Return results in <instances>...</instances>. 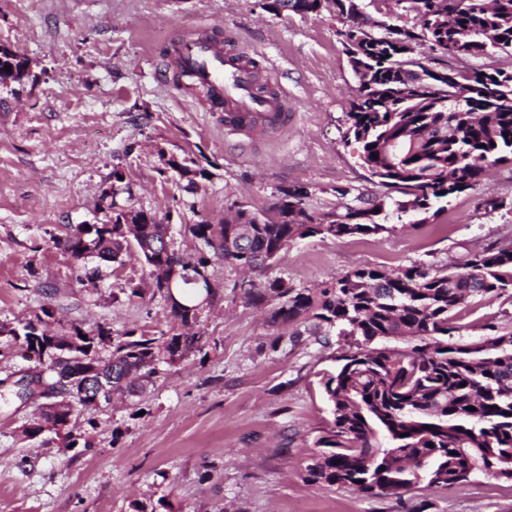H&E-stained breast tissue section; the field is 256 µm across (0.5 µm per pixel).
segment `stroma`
Masks as SVG:
<instances>
[{"label": "stroma", "instance_id": "35a3bbf8", "mask_svg": "<svg viewBox=\"0 0 512 512\" xmlns=\"http://www.w3.org/2000/svg\"><path fill=\"white\" fill-rule=\"evenodd\" d=\"M205 25L270 70L288 94L287 129L239 147L202 98L177 89L168 48ZM345 26L326 10L277 16L260 0H0V42L31 63L17 94L0 92V323L49 307L62 324L116 335L167 329L164 300L126 298L150 277L137 256L101 264L91 281L54 245L71 226L102 222L105 189L118 207L171 225L186 257L203 246L185 225L221 223L235 202L269 206L284 185L308 189L314 216L383 194L345 140L358 87ZM187 154L203 170L191 182L165 166ZM491 197L506 207L486 210ZM388 223L380 235L296 240L262 276L314 288L359 266L442 269L512 245V163L486 164L435 223ZM209 272L214 304L197 329L210 345L160 366L142 396L79 419L74 448L52 433L21 440L33 406L6 377L29 363L0 357V512H134L162 498L174 512H512V482L484 475L399 496L307 483L303 469L333 425L324 381L353 342L281 333L267 306L246 303L241 271ZM488 320L512 329V301L477 298L456 316L474 337Z\"/></svg>", "mask_w": 512, "mask_h": 512}]
</instances>
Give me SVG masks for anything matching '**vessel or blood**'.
<instances>
[{
  "label": "vessel or blood",
  "instance_id": "obj_1",
  "mask_svg": "<svg viewBox=\"0 0 512 512\" xmlns=\"http://www.w3.org/2000/svg\"><path fill=\"white\" fill-rule=\"evenodd\" d=\"M178 82L203 94L210 111L220 113L224 132L252 138L256 126L282 130L288 125L287 99L262 75L250 52L228 48L218 38L183 39L174 50Z\"/></svg>",
  "mask_w": 512,
  "mask_h": 512
}]
</instances>
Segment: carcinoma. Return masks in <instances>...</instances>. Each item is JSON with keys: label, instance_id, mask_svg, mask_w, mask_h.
<instances>
[{"label": "carcinoma", "instance_id": "carcinoma-1", "mask_svg": "<svg viewBox=\"0 0 512 512\" xmlns=\"http://www.w3.org/2000/svg\"><path fill=\"white\" fill-rule=\"evenodd\" d=\"M439 22L417 28L385 21L355 22L354 0L339 5L351 21L341 35L347 54L362 60L358 93L347 112V137L370 176L396 196L357 198L340 210L313 217L305 212L308 190L280 188L265 209H233L222 224L202 220L187 230L208 253L193 259L175 247L163 256L149 253L161 225L144 224L136 248L147 266L175 257L183 268L203 269L213 261L255 270L268 265L297 240L315 236H370L388 233V211L438 216L451 197L473 188L488 162H512V71L448 66V82L418 92L407 70H423V60L403 53L404 44L423 41L450 59L512 50V0H432ZM22 57L0 43V90L15 91L27 73ZM11 70H5V67ZM124 211L100 224L71 228L56 246L77 262L96 258L124 264L129 243ZM185 306L169 307L168 330L127 331L70 325L49 333L42 315L15 327L0 324V342L22 358L33 346L53 345L69 336L65 358L42 367L54 400L68 401L64 437L80 415L100 408L94 399L69 394L68 379L90 369L111 380L117 396H138L154 382L157 366H173L210 337L188 332L195 292L189 278L177 281ZM512 296V246H489L468 256L464 270L432 272L412 265L398 272L361 266L315 289H296L282 279L263 291L245 290L252 302L267 301L269 323L286 326L301 317L362 343L341 356L342 364L324 382L334 426L322 436L318 457L305 480L321 488L353 487L368 495L401 494L421 481L432 487L476 475L512 481V330L493 322L473 339L456 323L457 309L476 296ZM401 340L402 348L373 343Z\"/></svg>", "mask_w": 512, "mask_h": 512}]
</instances>
